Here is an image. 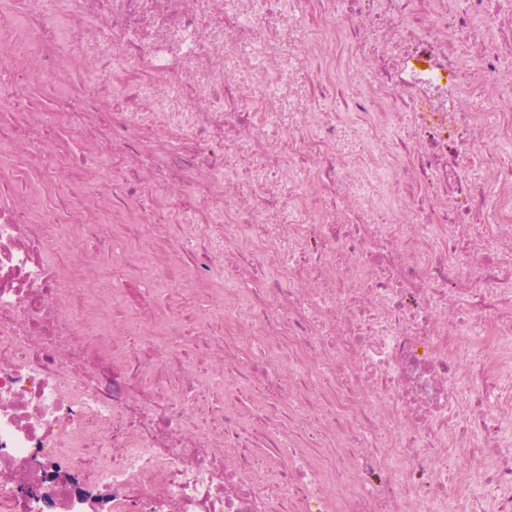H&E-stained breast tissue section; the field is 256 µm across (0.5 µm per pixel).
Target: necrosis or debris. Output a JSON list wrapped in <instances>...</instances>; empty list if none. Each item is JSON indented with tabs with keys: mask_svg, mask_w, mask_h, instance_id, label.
Here are the masks:
<instances>
[{
	"mask_svg": "<svg viewBox=\"0 0 512 512\" xmlns=\"http://www.w3.org/2000/svg\"><path fill=\"white\" fill-rule=\"evenodd\" d=\"M280 27L316 97L355 43L352 126L408 113L379 221ZM511 96L512 0H0V512H99L85 471L112 512H512ZM271 37L280 42L284 54L291 58L286 80L291 88L292 94L303 97L304 91L314 81V69L307 62L301 51L282 40L279 34L272 33Z\"/></svg>",
	"mask_w": 512,
	"mask_h": 512,
	"instance_id": "4bbe7bcc",
	"label": "necrosis or debris"
}]
</instances>
